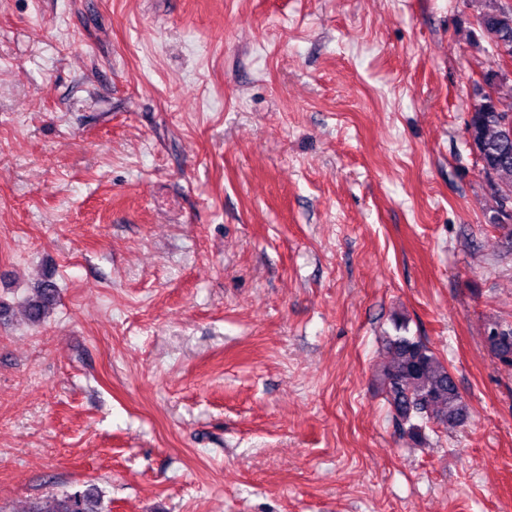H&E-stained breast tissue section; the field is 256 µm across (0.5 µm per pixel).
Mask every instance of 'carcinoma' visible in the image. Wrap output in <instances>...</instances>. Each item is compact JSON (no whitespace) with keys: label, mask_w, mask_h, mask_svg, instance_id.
I'll return each mask as SVG.
<instances>
[{"label":"carcinoma","mask_w":512,"mask_h":512,"mask_svg":"<svg viewBox=\"0 0 512 512\" xmlns=\"http://www.w3.org/2000/svg\"><path fill=\"white\" fill-rule=\"evenodd\" d=\"M477 18L483 33L493 35L496 47L512 54V6L503 0H480ZM495 84V97L474 104L467 121V141L477 150L482 168L491 170L497 184L512 191V86L496 73H486ZM58 289L51 282L35 288L26 301L29 319L38 323L57 302ZM397 335L388 337L389 363L378 373L397 425L415 443L424 438V425L456 426L464 419V405L448 367L423 340L403 334L405 326L395 324ZM485 342L504 363H512V324L488 322ZM27 512H102L101 495L94 487L74 488L51 497L50 505L30 502Z\"/></svg>","instance_id":"obj_1"}]
</instances>
